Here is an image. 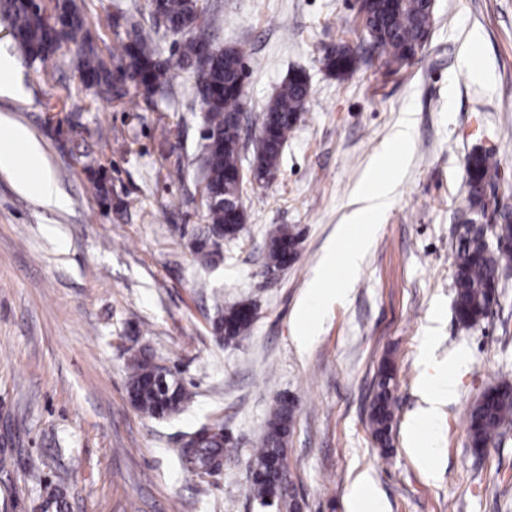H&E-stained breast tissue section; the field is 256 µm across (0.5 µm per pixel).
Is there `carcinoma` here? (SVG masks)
<instances>
[{"label": "carcinoma", "mask_w": 512, "mask_h": 512, "mask_svg": "<svg viewBox=\"0 0 512 512\" xmlns=\"http://www.w3.org/2000/svg\"><path fill=\"white\" fill-rule=\"evenodd\" d=\"M149 19L141 22L129 11L120 10L112 16V26L124 30L119 48L107 64L88 47L84 52L81 78L84 88L112 94V102L124 105L133 95L152 97L166 88L169 67L161 59L156 34L158 18L165 28L183 38L179 63L192 74L204 55L203 45L194 34L209 27L208 10L200 0H148ZM0 24L9 29L16 51L30 63L45 62L65 55V48L83 28L84 19L74 0H55L53 13L28 0H0ZM372 45L379 50L389 67H400L425 49L433 20L427 0H398L389 11H379L366 17ZM244 55L234 46L210 56L207 72L197 82L196 93L204 105L203 122L210 131L205 140L215 135L229 148L204 145L198 156V170L204 185L207 224L195 243L201 264L212 265L222 256V244L240 237L245 229L246 215L230 222L224 199L241 205L244 184L261 179L262 174L279 169L280 157L290 134L306 112L312 96L307 76H289L276 96L262 113L261 124L269 136L257 140L254 163L243 172L239 117L245 89L241 87ZM324 69L343 78L358 64V56L347 44L328 50L322 59ZM468 201L471 208L485 213L486 190L497 176L495 152L484 150L471 153L466 159ZM497 235L512 236V211H497ZM298 234L285 224L275 227L270 235L267 264L285 266L288 247H297ZM454 266L455 310L464 324H474L487 317L495 302V292L502 271L512 267V248H488L486 231L479 226L461 235L452 251ZM253 321L243 312V305L222 308L213 329L229 344L244 338ZM160 370L152 355L141 352L128 365L127 393L130 402L149 418L158 419L180 411L189 403L191 394L172 374L161 381ZM391 372L385 365L380 371L378 391L371 412L374 433L380 440L391 431L393 396ZM495 396L473 405L467 414L466 426L471 442L477 448L493 444L502 436L506 420L512 417V383L504 380L494 386ZM294 417V407L280 401L271 409L268 428L254 449L250 482L255 498L263 508L287 505L281 490V464L285 463L286 441ZM182 470L204 477L218 472L222 461L231 457L229 439L216 424H203L188 434V439L175 450Z\"/></svg>", "instance_id": "cac0c4a2"}]
</instances>
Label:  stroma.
I'll use <instances>...</instances> for the list:
<instances>
[{
    "instance_id": "obj_1",
    "label": "stroma",
    "mask_w": 512,
    "mask_h": 512,
    "mask_svg": "<svg viewBox=\"0 0 512 512\" xmlns=\"http://www.w3.org/2000/svg\"><path fill=\"white\" fill-rule=\"evenodd\" d=\"M103 57L118 44L117 8L146 0H76ZM218 47L242 50L249 76L242 138L283 80L304 70L312 96L270 185H246L245 230L205 267L193 242L206 222L193 155L200 98L177 64L181 37L161 36L172 93L134 105L92 100L64 58L16 61L20 94L0 96V133L28 129L65 199L55 208L0 170V512H39L50 493L64 512H262L250 487L252 450L271 408L293 400L287 467L300 512H348L359 477L381 512H512V425L474 451L466 427L490 386L512 381V271L491 314L472 326L453 309L450 254L472 217L466 158L495 148V194L512 208V0H437L426 49L387 69L352 0H205ZM345 42L361 61L328 74L326 48ZM479 57L485 78L464 57ZM412 138L374 160L403 123ZM394 180L347 299L321 300L314 336L296 312L337 225L361 207L370 181ZM299 234L294 263L270 272L276 225ZM247 303L248 338L219 341L214 296ZM137 352L170 368L193 398L178 414L145 418L129 402ZM395 368L391 443L369 420L383 362ZM448 373L454 394L437 409L430 465L407 426L424 381ZM219 423L235 453L201 479L180 469L187 433Z\"/></svg>"
}]
</instances>
